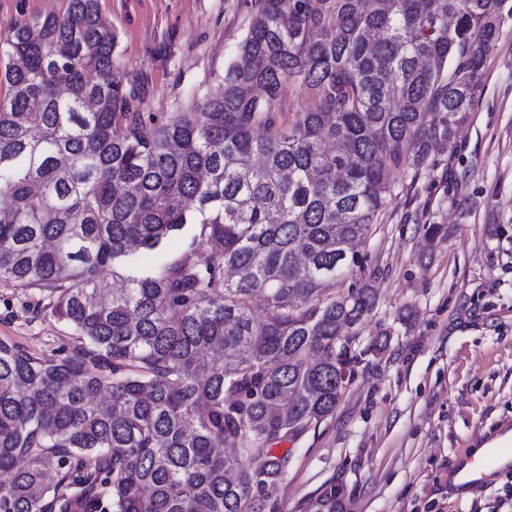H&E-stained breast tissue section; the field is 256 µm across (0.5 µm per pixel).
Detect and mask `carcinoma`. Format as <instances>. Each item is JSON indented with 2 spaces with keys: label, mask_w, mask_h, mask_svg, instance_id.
<instances>
[{
  "label": "carcinoma",
  "mask_w": 512,
  "mask_h": 512,
  "mask_svg": "<svg viewBox=\"0 0 512 512\" xmlns=\"http://www.w3.org/2000/svg\"><path fill=\"white\" fill-rule=\"evenodd\" d=\"M258 2L224 94L160 118L98 0L0 44V280L78 335L63 356L0 340V512H273L275 447L387 347L358 349L369 284L336 287L392 174L418 183L473 111L505 0Z\"/></svg>",
  "instance_id": "cac0c4a2"
}]
</instances>
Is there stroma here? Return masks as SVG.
<instances>
[{"mask_svg": "<svg viewBox=\"0 0 512 512\" xmlns=\"http://www.w3.org/2000/svg\"><path fill=\"white\" fill-rule=\"evenodd\" d=\"M68 0H0V37ZM117 36L125 81L153 114L201 109L251 25L254 0H99ZM418 183L394 194L358 246L377 307L362 339L390 334L383 356L360 363L336 411L289 456L274 512H512V472L470 494L449 484L463 453L512 430V16L485 64L484 87L454 142ZM447 225L423 245L417 227ZM36 289L0 281V339L42 356L76 345L74 330L35 312ZM335 489L336 506L323 495Z\"/></svg>", "mask_w": 512, "mask_h": 512, "instance_id": "1", "label": "stroma"}]
</instances>
